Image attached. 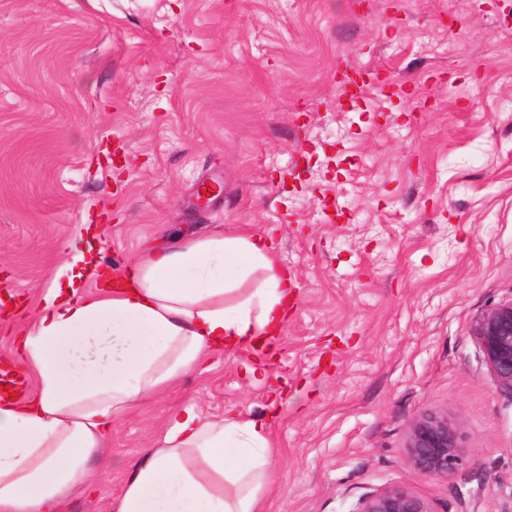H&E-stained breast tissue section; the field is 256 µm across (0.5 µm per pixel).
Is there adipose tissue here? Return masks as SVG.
<instances>
[{
	"mask_svg": "<svg viewBox=\"0 0 512 512\" xmlns=\"http://www.w3.org/2000/svg\"><path fill=\"white\" fill-rule=\"evenodd\" d=\"M92 227L76 229L17 332L28 392L0 396V512H60L89 489L112 427L222 351L260 346L293 303L289 280L263 238L218 233L133 263L108 290ZM266 426L195 407L170 414L138 463L115 512H259L268 482Z\"/></svg>",
	"mask_w": 512,
	"mask_h": 512,
	"instance_id": "1",
	"label": "adipose tissue"
}]
</instances>
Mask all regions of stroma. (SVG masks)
Segmentation results:
<instances>
[{
  "mask_svg": "<svg viewBox=\"0 0 512 512\" xmlns=\"http://www.w3.org/2000/svg\"><path fill=\"white\" fill-rule=\"evenodd\" d=\"M443 3L0 0V359L76 224L102 227L110 275L182 236L263 237L296 298L272 353L217 354L115 425L66 512H114L189 403L267 421L264 512H358L393 485L512 512V394L472 335L512 300V0ZM341 60L401 92L341 100ZM432 411L467 449L447 477L405 457Z\"/></svg>",
  "mask_w": 512,
  "mask_h": 512,
  "instance_id": "1",
  "label": "stroma"
}]
</instances>
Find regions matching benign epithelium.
<instances>
[{"label":"benign epithelium","mask_w":512,"mask_h":512,"mask_svg":"<svg viewBox=\"0 0 512 512\" xmlns=\"http://www.w3.org/2000/svg\"><path fill=\"white\" fill-rule=\"evenodd\" d=\"M473 336L497 385L512 393V300L482 313ZM466 448L459 425L446 413L415 419L408 431L409 465L426 476H448L464 463ZM358 512H430L423 499L404 486H392L366 497Z\"/></svg>","instance_id":"benign-epithelium-1"}]
</instances>
